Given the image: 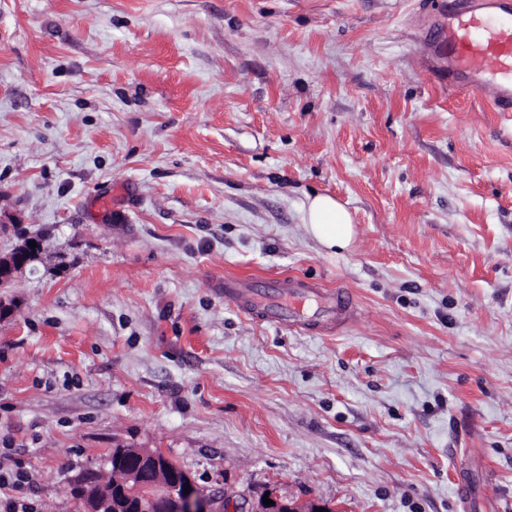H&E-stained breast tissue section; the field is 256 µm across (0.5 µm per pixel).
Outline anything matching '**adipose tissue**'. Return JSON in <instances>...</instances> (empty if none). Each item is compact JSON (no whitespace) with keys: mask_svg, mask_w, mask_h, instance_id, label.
<instances>
[{"mask_svg":"<svg viewBox=\"0 0 512 512\" xmlns=\"http://www.w3.org/2000/svg\"><path fill=\"white\" fill-rule=\"evenodd\" d=\"M306 224L312 236L325 248H346L353 236L349 212L326 194H317L306 202Z\"/></svg>","mask_w":512,"mask_h":512,"instance_id":"ef3b65f1","label":"adipose tissue"}]
</instances>
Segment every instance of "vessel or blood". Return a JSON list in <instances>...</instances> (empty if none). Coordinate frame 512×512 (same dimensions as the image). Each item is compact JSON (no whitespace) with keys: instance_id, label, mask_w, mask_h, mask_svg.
Masks as SVG:
<instances>
[{"instance_id":"1","label":"vessel or blood","mask_w":512,"mask_h":512,"mask_svg":"<svg viewBox=\"0 0 512 512\" xmlns=\"http://www.w3.org/2000/svg\"><path fill=\"white\" fill-rule=\"evenodd\" d=\"M424 43L441 64L448 88L486 95L512 112V0H448V21L428 29ZM224 300L252 319L320 333L333 332L357 310L352 292L314 283L225 277Z\"/></svg>"}]
</instances>
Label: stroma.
<instances>
[{
	"label": "stroma",
	"mask_w": 512,
	"mask_h": 512,
	"mask_svg": "<svg viewBox=\"0 0 512 512\" xmlns=\"http://www.w3.org/2000/svg\"><path fill=\"white\" fill-rule=\"evenodd\" d=\"M447 2L0 0V252L44 248L0 288V496L80 512L121 444L238 512H512V113L424 55ZM228 275L357 314L256 322ZM306 224L312 236L325 248L344 249L353 236L352 218L349 212L326 194L307 197Z\"/></svg>",
	"instance_id": "obj_1"
}]
</instances>
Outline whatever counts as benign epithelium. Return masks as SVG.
Here are the masks:
<instances>
[{
	"mask_svg": "<svg viewBox=\"0 0 512 512\" xmlns=\"http://www.w3.org/2000/svg\"><path fill=\"white\" fill-rule=\"evenodd\" d=\"M43 260L41 244L29 246L24 240L7 253H0V286L12 280L31 262ZM111 461L116 471L121 473L119 485L104 490L102 480L86 477L74 487V493L82 496L86 512H215L214 500L202 494L193 478L173 464L160 450L152 448H129L118 445L112 449ZM144 468L157 475V492L132 499L128 490L139 483L140 472ZM190 486L184 490V486ZM274 505L262 506L259 512H319V504L285 502L273 498Z\"/></svg>",
	"mask_w": 512,
	"mask_h": 512,
	"instance_id": "obj_1",
	"label": "benign epithelium"
}]
</instances>
